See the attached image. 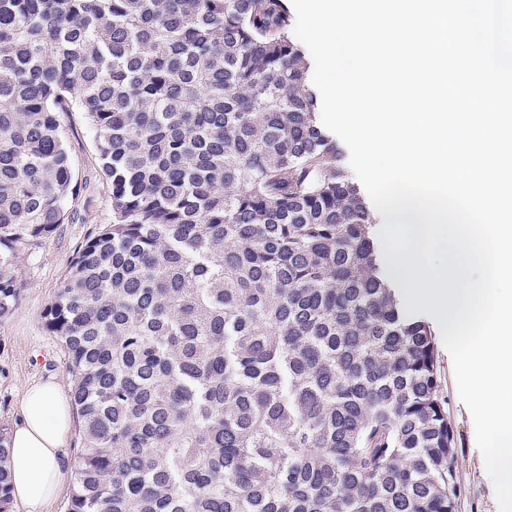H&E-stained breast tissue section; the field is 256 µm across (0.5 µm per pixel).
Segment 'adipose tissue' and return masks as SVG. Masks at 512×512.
Here are the masks:
<instances>
[{"label":"adipose tissue","instance_id":"obj_1","mask_svg":"<svg viewBox=\"0 0 512 512\" xmlns=\"http://www.w3.org/2000/svg\"><path fill=\"white\" fill-rule=\"evenodd\" d=\"M71 424V404L55 381L25 389L22 418L8 434L7 467L13 494L28 512H41L70 469L64 448Z\"/></svg>","mask_w":512,"mask_h":512}]
</instances>
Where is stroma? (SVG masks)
I'll return each instance as SVG.
<instances>
[{
	"instance_id": "35a3bbf8",
	"label": "stroma",
	"mask_w": 512,
	"mask_h": 512,
	"mask_svg": "<svg viewBox=\"0 0 512 512\" xmlns=\"http://www.w3.org/2000/svg\"><path fill=\"white\" fill-rule=\"evenodd\" d=\"M62 125L80 192L69 208L70 221L20 255V299L13 313L0 321V425L8 427L21 417V396L27 386L52 379L65 393H72L68 353L46 331L43 313L63 288L69 264L85 237L96 225L112 220L111 192L90 126L78 112L63 115ZM436 351L439 395L456 436L458 512H498L471 415L458 395L451 358L444 345H437Z\"/></svg>"
}]
</instances>
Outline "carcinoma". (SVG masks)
<instances>
[{
  "instance_id": "carcinoma-1",
  "label": "carcinoma",
  "mask_w": 512,
  "mask_h": 512,
  "mask_svg": "<svg viewBox=\"0 0 512 512\" xmlns=\"http://www.w3.org/2000/svg\"><path fill=\"white\" fill-rule=\"evenodd\" d=\"M285 0H0V321L70 220L61 114L112 199L43 314L68 356L67 512H457L429 324L319 125ZM0 427V512H10Z\"/></svg>"
}]
</instances>
